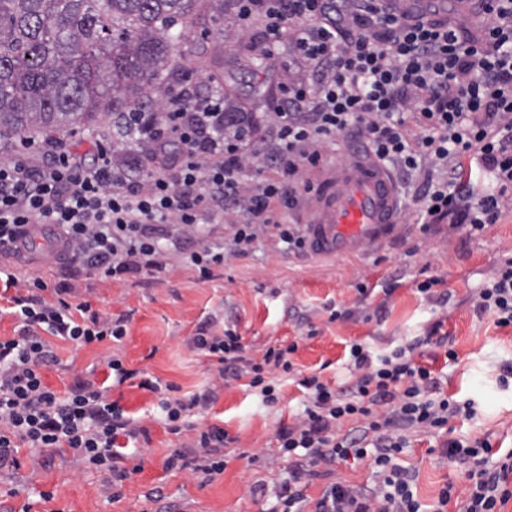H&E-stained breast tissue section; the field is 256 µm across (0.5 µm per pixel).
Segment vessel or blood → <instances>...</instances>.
<instances>
[{"label": "vessel or blood", "mask_w": 512, "mask_h": 512, "mask_svg": "<svg viewBox=\"0 0 512 512\" xmlns=\"http://www.w3.org/2000/svg\"><path fill=\"white\" fill-rule=\"evenodd\" d=\"M309 211L307 248L328 257L371 252L390 238L402 214L394 176L360 149L324 176Z\"/></svg>", "instance_id": "1"}]
</instances>
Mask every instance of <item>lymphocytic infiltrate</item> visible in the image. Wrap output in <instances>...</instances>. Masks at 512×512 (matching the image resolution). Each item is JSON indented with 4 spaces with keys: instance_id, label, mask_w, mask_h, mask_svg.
<instances>
[{
    "instance_id": "f902f5d3",
    "label": "lymphocytic infiltrate",
    "mask_w": 512,
    "mask_h": 512,
    "mask_svg": "<svg viewBox=\"0 0 512 512\" xmlns=\"http://www.w3.org/2000/svg\"><path fill=\"white\" fill-rule=\"evenodd\" d=\"M475 10L491 18L477 41L427 12L396 13L387 0H234L237 26L258 29L263 54L275 57L280 45L290 44L306 72L272 103V152H248L249 129L225 112L224 90L213 85L172 89L159 110L111 113L108 132L88 152L56 136H22L0 163V256L26 251L30 226L48 224L65 259L109 277L136 274L161 266L156 225L212 224L230 212L244 219L234 232L237 249L268 224L282 241L304 248V237L279 223L278 214L311 192L306 173L319 166L322 145L346 134L365 140L381 162L414 169L429 161L425 224L480 231L497 223L512 198V0H475ZM401 110L408 119L398 118ZM137 133L153 147L146 165L132 171L117 156L125 138ZM468 155L492 176L493 192L463 182ZM249 172L258 187L244 196L239 185ZM47 288L37 279L14 297L22 333L0 339V473L20 468L19 448L29 449L35 468L45 465L46 454L67 448L120 485L127 473L118 440L137 439L140 427L107 390L79 384L61 393L44 383L41 370L54 360L49 337L81 347L122 339L126 330L122 321L90 313L88 304L47 301ZM477 307L496 327H512V256L479 290ZM190 346L217 356L222 383L248 378L269 403L276 395L266 374L291 372L288 355L296 350L270 347L257 362L245 357L240 336L230 330L198 331ZM350 357L357 379L348 393L315 375L300 379L310 404L301 420L276 431L288 479L268 512H304V490L318 478L328 484L313 512H421L413 473L394 461L407 432L474 415L471 402L440 396L438 377L405 350L376 363L355 343ZM203 404L197 396L159 399L170 432L195 434L167 467L190 461L210 480L224 471L229 437L190 421ZM347 420L355 422L356 435L342 434ZM441 454L463 465L471 482L464 512H502L512 500V449L493 450L486 438H451ZM365 459L378 470L375 487L334 480L336 464Z\"/></svg>"
}]
</instances>
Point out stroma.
<instances>
[{
  "label": "stroma",
  "mask_w": 512,
  "mask_h": 512,
  "mask_svg": "<svg viewBox=\"0 0 512 512\" xmlns=\"http://www.w3.org/2000/svg\"><path fill=\"white\" fill-rule=\"evenodd\" d=\"M180 40L181 51L172 61L174 86L222 82L227 110L248 113L256 146L272 149L273 117L265 103L279 97L295 76L292 60H264L256 33L236 26L232 0H206ZM395 179L401 221L382 247L366 255L318 258L289 248L271 227L258 231L239 253L235 226L227 222L181 232L164 225L159 241L163 268L151 274L107 277L41 249L0 259L19 280L42 279L49 287L66 289L71 303L85 302L100 317L124 320L126 334L118 341L80 348L55 341L57 361L43 375L59 391L85 381L99 384L106 377L105 358H120L136 376L110 396L142 429L122 462L127 477L119 500L109 497L108 472L55 452L43 468L25 466L0 480V512H268L288 477L275 430L305 409L300 379L316 374L332 389L347 390L356 381L348 366L351 343L384 356L435 327L447 335L458 359L444 363L442 350L433 345L422 346V358L439 372L445 394L460 402L473 400L476 410L473 419L451 420L454 437L486 436L493 448H512V383H499L502 365L512 362V327H496L475 300L478 288L512 256V209L475 234L446 224L426 231L417 222L416 200L424 172L409 177L399 172ZM205 247L224 255L208 280L184 259ZM430 276L439 277V285L430 294L418 292V284ZM335 310L350 316L331 320ZM205 324L216 335L235 331L250 356L297 343L290 356L292 372L268 377L276 403H264L259 389L243 379L214 387L216 356L189 345ZM147 381L175 386L180 397L208 395L201 425L221 427L232 439L224 450L223 474L208 481L188 468H167L168 458L193 434L168 432L156 393L143 387ZM407 438L397 462L415 470L419 501L432 504L447 483L459 501H466L464 470L440 456L441 437L415 431Z\"/></svg>",
  "instance_id": "stroma-1"
}]
</instances>
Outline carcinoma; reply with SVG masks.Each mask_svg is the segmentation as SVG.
Masks as SVG:
<instances>
[{
	"mask_svg": "<svg viewBox=\"0 0 512 512\" xmlns=\"http://www.w3.org/2000/svg\"><path fill=\"white\" fill-rule=\"evenodd\" d=\"M197 0H0V130L89 123L165 91Z\"/></svg>",
	"mask_w": 512,
	"mask_h": 512,
	"instance_id": "carcinoma-1",
	"label": "carcinoma"
}]
</instances>
